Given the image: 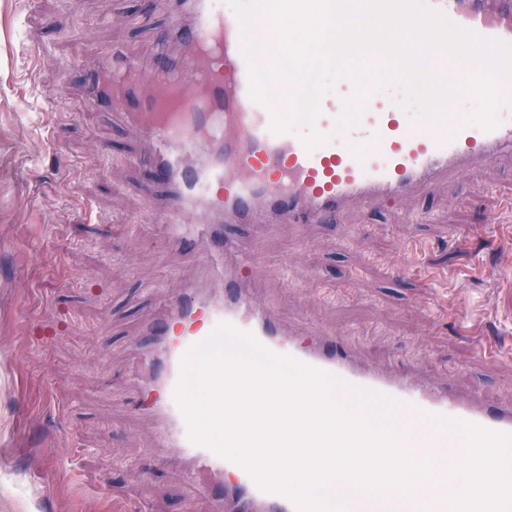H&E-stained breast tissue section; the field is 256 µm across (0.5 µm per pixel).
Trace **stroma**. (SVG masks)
I'll list each match as a JSON object with an SVG mask.
<instances>
[{"instance_id": "35a3bbf8", "label": "stroma", "mask_w": 512, "mask_h": 512, "mask_svg": "<svg viewBox=\"0 0 512 512\" xmlns=\"http://www.w3.org/2000/svg\"><path fill=\"white\" fill-rule=\"evenodd\" d=\"M166 22L155 0H0V336L11 339L0 355V512H128L134 493L150 512H211L155 448L125 375L159 305L143 287L179 289L191 256L165 244L163 197L144 195L149 172L129 164L137 143L116 109L86 95L120 58L152 68ZM33 37L44 59L26 53ZM42 86L56 91L54 110ZM511 191L505 164L417 198L414 218L376 211L357 238L352 216L229 233L254 251L257 296L281 318L497 402L512 397V362L475 345L489 331L512 337V212L501 208ZM99 214L111 223H94ZM414 236L423 252L390 281Z\"/></svg>"}]
</instances>
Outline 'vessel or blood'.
Listing matches in <instances>:
<instances>
[{
	"label": "vessel or blood",
	"instance_id": "1",
	"mask_svg": "<svg viewBox=\"0 0 512 512\" xmlns=\"http://www.w3.org/2000/svg\"><path fill=\"white\" fill-rule=\"evenodd\" d=\"M174 14L159 35L165 65L144 72L132 65L110 82L88 88L124 110L139 145L134 162L153 167L166 189L164 222L171 248L194 246L199 273L165 297L156 318L145 320L148 342L136 351L126 377L154 423L158 447L171 448L188 483L210 496L213 512H298L288 496L263 489L243 465L195 443L177 398L186 358L220 323L252 334L272 353L334 376L348 388H368L407 413L425 412L500 434L512 447V400L487 403L475 389L435 383L416 366L382 367L342 338L274 316L252 292L247 252L208 248L228 224L280 219L321 224L354 213L395 207L456 186L462 174L512 156V85L501 88L498 123L422 120L406 111L401 92L369 93L358 124L338 121L354 92L341 77L320 101L313 129L323 143L307 147L302 130L274 131V116L251 96L240 24L228 0H163ZM463 29L512 45V0H423ZM481 354L512 361V341L488 340ZM401 442L419 459L441 464L448 436L401 427ZM458 483L444 479L417 493L398 488L360 496L358 512H456Z\"/></svg>",
	"mask_w": 512,
	"mask_h": 512
}]
</instances>
